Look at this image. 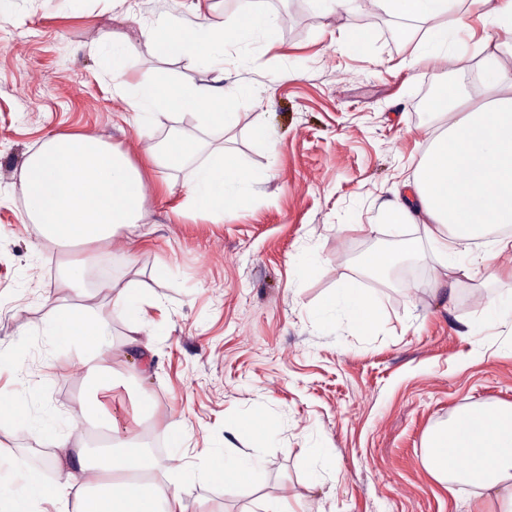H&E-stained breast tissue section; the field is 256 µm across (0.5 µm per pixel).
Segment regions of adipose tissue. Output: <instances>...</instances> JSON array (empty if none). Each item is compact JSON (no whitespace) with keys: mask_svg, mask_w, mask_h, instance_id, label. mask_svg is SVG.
<instances>
[{"mask_svg":"<svg viewBox=\"0 0 512 512\" xmlns=\"http://www.w3.org/2000/svg\"><path fill=\"white\" fill-rule=\"evenodd\" d=\"M384 13L413 21L421 33L417 52L447 57L449 39L460 16L478 6L491 35L480 40L486 103L462 111L457 86L442 83L437 115L445 123L432 134L412 179L413 198L396 197L384 210L393 224L421 221L441 256L440 271L458 270L449 251L468 247L499 224H512V0H371ZM279 26L276 13L247 8L224 21L201 20L183 26L159 22L143 31L146 46L159 57L185 55L213 69H223L226 46L245 37H271ZM119 91L143 128L190 117L203 131L231 132L238 108L248 99L237 89L190 86L159 77ZM155 165L189 167L187 204L213 219L226 209L249 204L264 172L242 164L223 149L181 132H169L150 149ZM17 187L39 234L59 244L102 246L118 231L137 226L145 201V183L128 154L99 136L55 134L26 157ZM343 314L356 323L374 320L376 310L359 289L338 288L322 318ZM46 333L55 342L79 343L80 363L90 376L84 418L103 431L105 443L95 457L69 448L72 430L49 418H33L23 396L0 395V415L25 421L40 445L49 447L48 461L62 469V480L44 483L32 472H19L0 490V512H183L181 489L164 490L151 480L155 463L136 437L118 426L113 405L124 382L109 364L111 329L107 321L58 306ZM422 463L440 484L459 481L470 486V512H512V404L490 411L473 407L458 413L426 438ZM218 473L225 486H257L260 461L242 448L220 454Z\"/></svg>","mask_w":512,"mask_h":512,"instance_id":"adipose-tissue-1","label":"adipose tissue"}]
</instances>
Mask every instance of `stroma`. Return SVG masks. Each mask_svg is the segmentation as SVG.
I'll return each mask as SVG.
<instances>
[{"mask_svg": "<svg viewBox=\"0 0 512 512\" xmlns=\"http://www.w3.org/2000/svg\"><path fill=\"white\" fill-rule=\"evenodd\" d=\"M286 18L274 46H229L224 75L174 55L157 58L140 31L160 16L223 21L238 0H0V350L13 367L0 392L24 391L36 415L77 417L86 380L79 347L46 336L57 305L87 304L65 287L66 262L88 253L41 239L16 189L24 158L60 133L100 136L126 153L147 186L134 234L106 245L93 265L108 281L93 314L112 331V365L152 405L144 427L161 435L155 482L167 487L187 464L212 467L213 451L253 449L264 468L256 489L220 477L182 486L185 512H466L468 486H444L422 464L425 438L455 412L512 404V316L484 318L512 295V250L491 268L443 280L420 224H388L384 205L424 154L435 128L428 89L446 80L480 98L476 64L417 56L406 19L354 0L324 17L314 0H263ZM133 43L124 78L168 76L198 86L252 89L229 134H199L248 167L269 170L244 208L212 222L186 205V171L150 166L145 152L167 132L144 134L95 47L112 33ZM393 251L395 278L374 277L367 255ZM309 256L317 274L302 277ZM144 295L139 335L114 291ZM370 295L382 315L368 325L318 312L344 284ZM262 411L277 427L255 442L230 430ZM0 442L43 471L45 450L19 422Z\"/></svg>", "mask_w": 512, "mask_h": 512, "instance_id": "stroma-1", "label": "stroma"}]
</instances>
